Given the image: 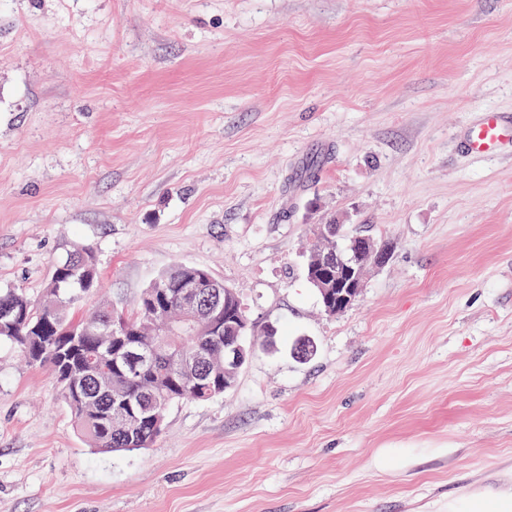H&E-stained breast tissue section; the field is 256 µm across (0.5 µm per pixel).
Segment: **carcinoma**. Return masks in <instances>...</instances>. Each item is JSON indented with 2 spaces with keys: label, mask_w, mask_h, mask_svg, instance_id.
Returning <instances> with one entry per match:
<instances>
[{
  "label": "carcinoma",
  "mask_w": 512,
  "mask_h": 512,
  "mask_svg": "<svg viewBox=\"0 0 512 512\" xmlns=\"http://www.w3.org/2000/svg\"><path fill=\"white\" fill-rule=\"evenodd\" d=\"M202 275L209 277L211 273L177 263L143 291L136 312L127 317L138 329L139 341H155L156 324L162 321L148 306L150 291L159 288L167 294V317L175 320L183 311L180 294L186 281ZM100 288L93 251L84 246L74 248L55 263L43 302L20 288L0 290L1 305L26 310L24 319L14 327L0 319V340L16 343L30 364L51 369L68 394L67 405L77 430L93 447L114 451L146 448L159 434L167 409L178 402L173 392L179 380L171 363L164 360L136 381L125 379L112 368L111 321L115 309L103 306L85 316L69 314L70 309L97 295ZM220 304L224 321L216 332L177 337L185 353L199 354L211 368L209 379L196 396L198 400L224 394L235 384L240 371V367L224 361V346L236 332L247 336L248 330L238 329L236 322L245 310L232 288L220 295ZM123 398L138 413L133 428L112 418L116 401Z\"/></svg>",
  "instance_id": "carcinoma-1"
}]
</instances>
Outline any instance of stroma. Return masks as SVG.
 Here are the masks:
<instances>
[{
    "label": "stroma",
    "instance_id": "obj_1",
    "mask_svg": "<svg viewBox=\"0 0 512 512\" xmlns=\"http://www.w3.org/2000/svg\"><path fill=\"white\" fill-rule=\"evenodd\" d=\"M512 0H5L0 289L73 246L130 312L209 271L256 334L145 448L77 432L0 341V512H469L512 503ZM393 244L344 312L314 224ZM512 142V118L495 110L481 112L465 132L466 150L475 155H490Z\"/></svg>",
    "mask_w": 512,
    "mask_h": 512
}]
</instances>
